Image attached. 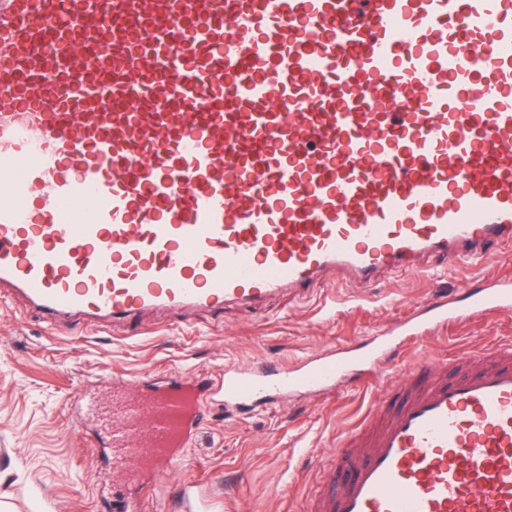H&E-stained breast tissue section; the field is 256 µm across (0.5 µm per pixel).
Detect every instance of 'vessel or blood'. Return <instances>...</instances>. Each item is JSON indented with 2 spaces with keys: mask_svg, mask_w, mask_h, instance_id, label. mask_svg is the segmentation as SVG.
Masks as SVG:
<instances>
[{
  "mask_svg": "<svg viewBox=\"0 0 512 512\" xmlns=\"http://www.w3.org/2000/svg\"><path fill=\"white\" fill-rule=\"evenodd\" d=\"M511 243L512 0H0V286L39 313L249 307ZM511 310L497 280L296 369L139 377L96 436L156 476L209 399L370 371L387 397L307 512H512V343L390 364Z\"/></svg>",
  "mask_w": 512,
  "mask_h": 512,
  "instance_id": "1",
  "label": "vessel or blood"
}]
</instances>
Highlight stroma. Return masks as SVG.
Returning <instances> with one entry per match:
<instances>
[{
	"label": "stroma",
	"mask_w": 512,
	"mask_h": 512,
	"mask_svg": "<svg viewBox=\"0 0 512 512\" xmlns=\"http://www.w3.org/2000/svg\"><path fill=\"white\" fill-rule=\"evenodd\" d=\"M419 266L369 283L325 279L303 295L286 289L253 307L197 310L186 321L154 309L134 337L120 323L61 316L48 325L19 295L0 290V512H112L98 480L107 459L92 444L84 395L111 401L114 383L131 375L211 381L231 366L295 367L389 331L434 298L512 278V247L473 266L450 268L434 256ZM495 341L512 342V312L435 328L400 347L394 363L404 369ZM381 389L364 373L249 412L210 408L163 475L117 481L116 493L136 498L138 512H183L184 488L195 484L217 512H304L330 450L370 418Z\"/></svg>",
	"instance_id": "stroma-1"
}]
</instances>
